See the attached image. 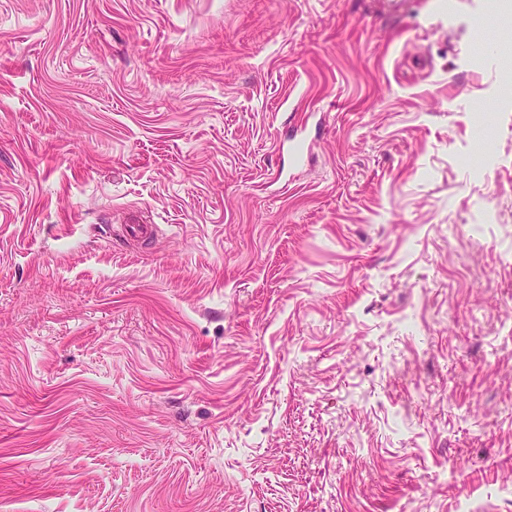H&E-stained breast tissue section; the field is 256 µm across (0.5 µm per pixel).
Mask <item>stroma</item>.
I'll use <instances>...</instances> for the list:
<instances>
[{
	"mask_svg": "<svg viewBox=\"0 0 512 512\" xmlns=\"http://www.w3.org/2000/svg\"><path fill=\"white\" fill-rule=\"evenodd\" d=\"M471 507L512 512V9L0 0V512Z\"/></svg>",
	"mask_w": 512,
	"mask_h": 512,
	"instance_id": "1",
	"label": "stroma"
}]
</instances>
